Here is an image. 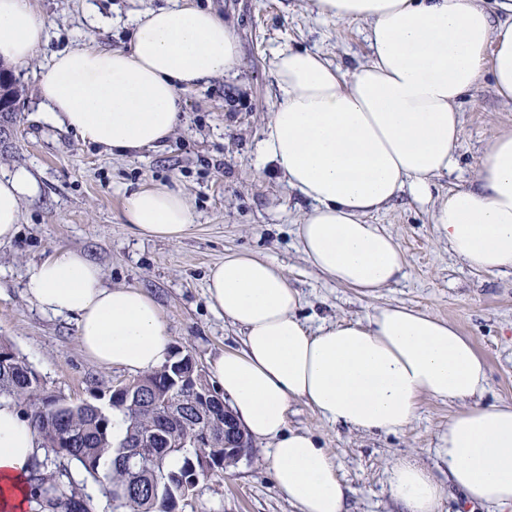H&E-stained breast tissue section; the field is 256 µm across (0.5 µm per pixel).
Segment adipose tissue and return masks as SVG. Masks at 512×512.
<instances>
[{
    "instance_id": "1",
    "label": "adipose tissue",
    "mask_w": 512,
    "mask_h": 512,
    "mask_svg": "<svg viewBox=\"0 0 512 512\" xmlns=\"http://www.w3.org/2000/svg\"><path fill=\"white\" fill-rule=\"evenodd\" d=\"M318 15L367 23L370 55L342 71L319 53L283 47L273 77L278 102L265 122L259 160L311 208L296 226L305 260L337 285L372 295L404 275L396 237L365 218L401 193L428 206L448 251L470 269L512 271V132L494 133L474 186L434 196L456 168L459 99L490 74L512 100V0H314ZM129 50L74 47L52 53L38 94L47 121L83 143L127 155L165 141L179 94L238 64L233 30L189 0L137 14ZM48 45L32 0H0V59L29 65ZM38 192L19 167L0 176V242L13 240L25 199ZM124 215L141 235L175 241L191 223L178 191L145 186ZM214 310L242 345L216 356L207 376L253 439L271 442L264 462L298 512H347L348 489L328 451L288 426L300 399L351 430L396 433L429 396L454 405L443 454L448 486L474 506H512V403L482 404L487 366L470 337L447 321L386 305L365 319L311 330L299 291L281 267L247 253L210 268ZM25 292L42 311L76 319L78 343L100 368L144 373L172 357L161 309L144 290L109 287L99 265L60 250L36 265ZM38 438L19 409L0 400V512H34L27 478ZM402 512H438L445 487L418 458L387 473Z\"/></svg>"
}]
</instances>
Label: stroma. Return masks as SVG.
<instances>
[{"label":"stroma","mask_w":512,"mask_h":512,"mask_svg":"<svg viewBox=\"0 0 512 512\" xmlns=\"http://www.w3.org/2000/svg\"><path fill=\"white\" fill-rule=\"evenodd\" d=\"M94 2L106 26L86 24L85 0H32L46 21L49 49L30 66L13 68L22 96L13 135L0 144V172L24 167L39 185L38 194L22 204L16 237L0 244V341L24 357L51 390L72 402L90 401L133 378L123 368L104 370L90 362L78 344L75 319L44 314L25 295L30 270L56 250L82 252L102 268L106 285L146 291L162 311L173 353L191 354L205 370L215 356L241 345L238 328L208 301L207 270L227 253L249 251L282 267L301 295L299 316L310 328L362 319L387 304H404L456 325L486 361L485 402H512L511 272L488 274L464 266L449 255L427 206L404 194L366 218L398 240L406 259L404 277L373 295L336 285L299 250L295 226L309 203L271 167L255 163L263 125L277 102L276 50L304 48L346 70L370 53L366 23L322 18L313 0H190L234 30L240 50L236 73L183 91L182 119L168 141L121 156L45 124L37 73L54 51L78 45L128 49L129 16L167 6L168 0ZM459 110L458 168L435 179L437 195L473 185L491 135L512 130V102L498 98L490 78L465 94ZM147 184L186 197L193 218L179 240L145 238L126 223V196ZM454 411L425 397L404 431L366 435L332 424L295 400L288 426L310 432L328 448L352 490L349 512H399L387 486L388 468L414 456L446 485L440 449ZM269 448L254 443L251 456L200 484L181 503V512H294L264 463Z\"/></svg>","instance_id":"1"}]
</instances>
